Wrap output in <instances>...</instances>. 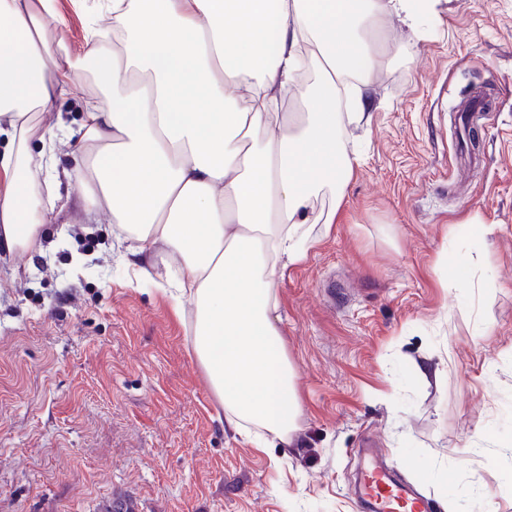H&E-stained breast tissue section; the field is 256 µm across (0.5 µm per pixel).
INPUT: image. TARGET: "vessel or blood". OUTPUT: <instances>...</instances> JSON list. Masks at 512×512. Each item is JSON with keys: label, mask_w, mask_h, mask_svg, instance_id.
<instances>
[{"label": "vessel or blood", "mask_w": 512, "mask_h": 512, "mask_svg": "<svg viewBox=\"0 0 512 512\" xmlns=\"http://www.w3.org/2000/svg\"><path fill=\"white\" fill-rule=\"evenodd\" d=\"M360 501L367 512H437L439 505L431 497L399 477L386 464L379 449H360Z\"/></svg>", "instance_id": "vessel-or-blood-1"}]
</instances>
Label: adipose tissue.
I'll use <instances>...</instances> for the list:
<instances>
[{
	"mask_svg": "<svg viewBox=\"0 0 512 512\" xmlns=\"http://www.w3.org/2000/svg\"><path fill=\"white\" fill-rule=\"evenodd\" d=\"M440 0H108L113 44L86 28L87 58L109 92L81 116L85 162L70 178L85 206L128 226L136 282L177 279L169 298L194 305L192 348L223 419L288 444L300 409L279 342L276 282L300 261L322 192L341 200L353 170L336 110L345 73L367 79L380 16L414 26ZM57 0H0V246L34 249L41 236L34 156L38 117L82 74L45 34ZM319 76L292 112L279 105L304 60ZM177 256L179 275L144 258Z\"/></svg>",
	"mask_w": 512,
	"mask_h": 512,
	"instance_id": "adipose-tissue-1",
	"label": "adipose tissue"
}]
</instances>
